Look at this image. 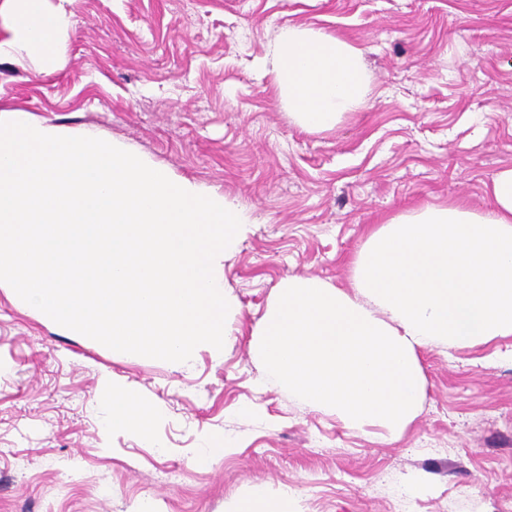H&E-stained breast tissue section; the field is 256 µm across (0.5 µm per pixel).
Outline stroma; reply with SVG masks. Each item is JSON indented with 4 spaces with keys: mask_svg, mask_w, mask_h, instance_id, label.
I'll use <instances>...</instances> for the list:
<instances>
[{
    "mask_svg": "<svg viewBox=\"0 0 512 512\" xmlns=\"http://www.w3.org/2000/svg\"><path fill=\"white\" fill-rule=\"evenodd\" d=\"M60 55L0 58V110L96 130L249 218L224 261L222 354L111 350L0 288V512H485L512 498V336L418 349L401 430L312 409L252 352L283 281L351 291L370 232L427 204L482 206L512 168V0H69ZM294 24L360 48L367 106L303 130L269 44ZM158 408L156 441L103 435L111 389ZM223 441L206 464L184 451ZM406 497L399 509L397 494ZM288 494L278 498H257L245 495L234 501L232 512H290Z\"/></svg>",
    "mask_w": 512,
    "mask_h": 512,
    "instance_id": "1",
    "label": "stroma"
}]
</instances>
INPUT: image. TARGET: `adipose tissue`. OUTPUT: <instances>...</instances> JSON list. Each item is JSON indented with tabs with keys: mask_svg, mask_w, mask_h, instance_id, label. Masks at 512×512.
I'll return each instance as SVG.
<instances>
[{
	"mask_svg": "<svg viewBox=\"0 0 512 512\" xmlns=\"http://www.w3.org/2000/svg\"><path fill=\"white\" fill-rule=\"evenodd\" d=\"M11 33L0 55L55 61L71 23L47 0H0ZM275 84L297 124L332 129L367 101L362 52L313 30L283 27L269 47ZM488 207L428 204L380 225L352 261L354 293L315 276L281 283L255 355L315 408L352 428H399L416 413L425 380L416 350L471 346L512 335V168L500 171ZM160 417L132 389L113 391L106 430L153 442Z\"/></svg>",
	"mask_w": 512,
	"mask_h": 512,
	"instance_id": "1",
	"label": "adipose tissue"
}]
</instances>
